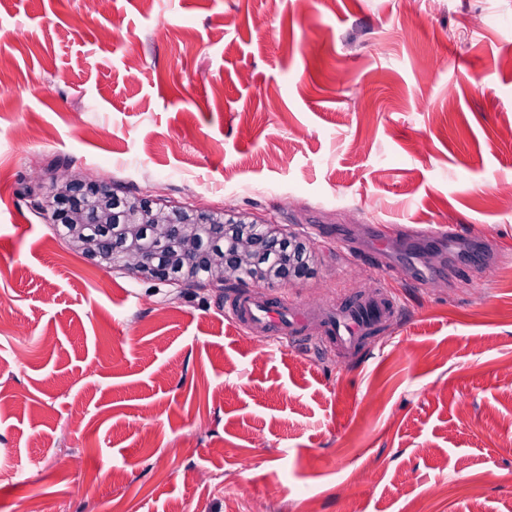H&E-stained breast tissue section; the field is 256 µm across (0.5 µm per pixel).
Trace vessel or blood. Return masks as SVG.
<instances>
[{"mask_svg": "<svg viewBox=\"0 0 512 512\" xmlns=\"http://www.w3.org/2000/svg\"><path fill=\"white\" fill-rule=\"evenodd\" d=\"M224 311L239 328L275 345L297 343L305 326L319 322L323 329L319 344L336 349L345 359L355 354L374 327L400 316L399 307L382 288L346 305L303 308L274 303L256 290L240 291L228 301Z\"/></svg>", "mask_w": 512, "mask_h": 512, "instance_id": "obj_1", "label": "vessel or blood"}]
</instances>
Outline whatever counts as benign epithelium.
<instances>
[{
  "instance_id": "obj_1",
  "label": "benign epithelium",
  "mask_w": 512,
  "mask_h": 512,
  "mask_svg": "<svg viewBox=\"0 0 512 512\" xmlns=\"http://www.w3.org/2000/svg\"><path fill=\"white\" fill-rule=\"evenodd\" d=\"M81 249L106 263L165 282L173 266L201 286L290 283L307 275L317 247L277 224L190 208L166 211L141 196H119L92 181L53 182L35 203Z\"/></svg>"
}]
</instances>
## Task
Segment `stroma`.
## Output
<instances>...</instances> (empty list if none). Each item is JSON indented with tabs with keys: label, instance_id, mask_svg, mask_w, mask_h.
Wrapping results in <instances>:
<instances>
[{
	"label": "stroma",
	"instance_id": "obj_1",
	"mask_svg": "<svg viewBox=\"0 0 512 512\" xmlns=\"http://www.w3.org/2000/svg\"><path fill=\"white\" fill-rule=\"evenodd\" d=\"M0 59V512H512V0H0ZM61 175L306 234L266 294L402 316L274 346L70 246Z\"/></svg>",
	"mask_w": 512,
	"mask_h": 512
}]
</instances>
